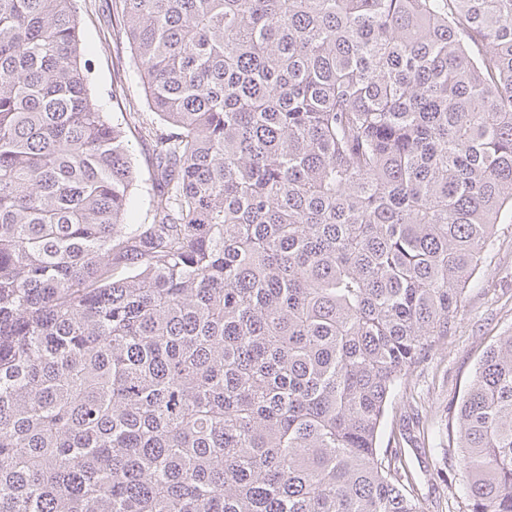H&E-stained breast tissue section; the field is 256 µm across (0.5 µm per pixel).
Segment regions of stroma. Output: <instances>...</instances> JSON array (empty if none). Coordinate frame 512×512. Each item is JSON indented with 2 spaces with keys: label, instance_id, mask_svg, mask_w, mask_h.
Wrapping results in <instances>:
<instances>
[{
  "label": "stroma",
  "instance_id": "obj_1",
  "mask_svg": "<svg viewBox=\"0 0 512 512\" xmlns=\"http://www.w3.org/2000/svg\"><path fill=\"white\" fill-rule=\"evenodd\" d=\"M80 44L91 62L90 94L131 146L135 181L126 215L130 224L152 221L155 178L151 141L143 123L158 117L146 102L132 52L115 19L112 0H75ZM512 333V220L497 224L482 265L461 302L458 319L428 357L390 397L379 448L401 449L412 490L425 512H468L457 460L446 453L448 409L458 404L484 352Z\"/></svg>",
  "mask_w": 512,
  "mask_h": 512
}]
</instances>
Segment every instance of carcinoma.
Masks as SVG:
<instances>
[{
    "instance_id": "cac0c4a2",
    "label": "carcinoma",
    "mask_w": 512,
    "mask_h": 512,
    "mask_svg": "<svg viewBox=\"0 0 512 512\" xmlns=\"http://www.w3.org/2000/svg\"><path fill=\"white\" fill-rule=\"evenodd\" d=\"M152 223L74 0H0V512H424L377 436L512 216V0H115ZM512 512V334L451 414Z\"/></svg>"
}]
</instances>
